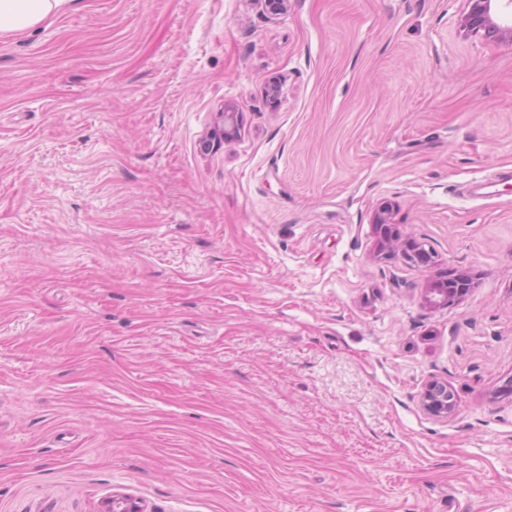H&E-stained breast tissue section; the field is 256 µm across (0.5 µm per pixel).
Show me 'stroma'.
Masks as SVG:
<instances>
[{
    "label": "stroma",
    "mask_w": 512,
    "mask_h": 512,
    "mask_svg": "<svg viewBox=\"0 0 512 512\" xmlns=\"http://www.w3.org/2000/svg\"><path fill=\"white\" fill-rule=\"evenodd\" d=\"M464 6L77 0L0 38V512H512V45ZM384 207L435 265L377 257ZM241 131V113L233 105H225L224 111L218 113L214 132L211 135L225 143L237 139ZM470 288L467 275L459 274L443 281H431L425 289V299L433 307H446L464 297ZM457 405L455 393L443 381H432L421 395V406L429 414L437 417L451 416Z\"/></svg>",
    "instance_id": "stroma-1"
}]
</instances>
